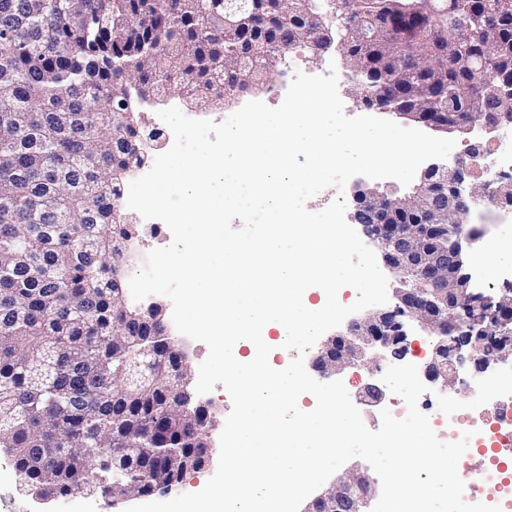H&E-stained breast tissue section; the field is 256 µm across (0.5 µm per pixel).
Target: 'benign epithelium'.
<instances>
[{
  "label": "benign epithelium",
  "instance_id": "benign-epithelium-1",
  "mask_svg": "<svg viewBox=\"0 0 512 512\" xmlns=\"http://www.w3.org/2000/svg\"><path fill=\"white\" fill-rule=\"evenodd\" d=\"M251 14L238 0H224V29H238ZM512 89V79L492 89V96L478 117L458 127L461 133L473 127L495 129L512 125L509 109L498 99ZM469 167L456 162L427 166L421 175L418 207L423 223L415 226L387 220L391 210L372 200L356 205L353 220L376 242L384 265L394 275L396 303L391 309L368 312L353 322L345 335L323 340L312 366L329 377L351 365L372 372L391 359H402L407 351V317L436 336L433 355L423 368L424 377L444 390L458 392L467 385L459 378L466 367L471 377L512 356V295L494 300L470 291L465 256L478 237L465 225L472 208L512 201L496 191L479 190L466 184ZM370 477L352 469L339 477L304 512H360L371 499Z\"/></svg>",
  "mask_w": 512,
  "mask_h": 512
}]
</instances>
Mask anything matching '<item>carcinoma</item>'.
I'll return each instance as SVG.
<instances>
[{
    "label": "carcinoma",
    "instance_id": "1",
    "mask_svg": "<svg viewBox=\"0 0 512 512\" xmlns=\"http://www.w3.org/2000/svg\"><path fill=\"white\" fill-rule=\"evenodd\" d=\"M260 0L279 29L220 41L223 0H0V448L40 498L146 495L178 487L207 454V423L183 417L188 377L175 337L124 301L115 257L133 228L115 222L117 170L131 126L115 112L187 81L224 75L235 97L271 79L297 47H335L366 107L455 121L512 62V0ZM463 94L448 112V87ZM418 186L389 193L413 222ZM160 371L149 390L132 364ZM123 449L104 487L103 456Z\"/></svg>",
    "mask_w": 512,
    "mask_h": 512
}]
</instances>
